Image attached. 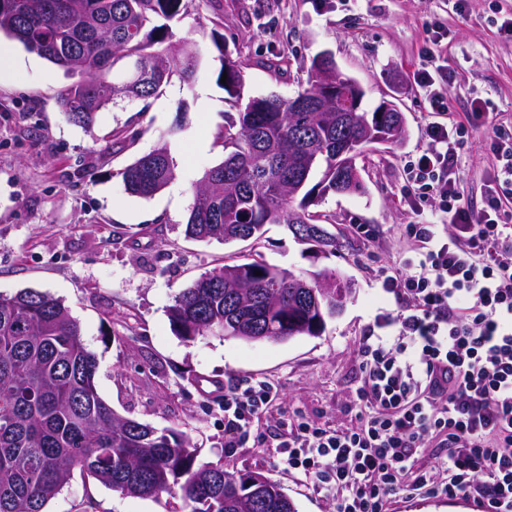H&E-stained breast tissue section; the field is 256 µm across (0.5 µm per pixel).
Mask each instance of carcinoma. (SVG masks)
<instances>
[{
  "label": "carcinoma",
  "instance_id": "carcinoma-1",
  "mask_svg": "<svg viewBox=\"0 0 512 512\" xmlns=\"http://www.w3.org/2000/svg\"><path fill=\"white\" fill-rule=\"evenodd\" d=\"M183 0H0V35L62 69L74 81L59 103L85 129L118 97L149 99L176 77L194 83L200 54L172 38L167 22ZM224 91L237 120L220 131L224 160L206 170L195 191L185 234L228 244L262 237L267 224H313L329 194L363 191L349 161L376 133L403 139L392 115L331 104L294 111V97L245 95L241 66L231 62ZM320 174L310 184L314 173ZM118 175L125 189L150 198L177 175L163 144ZM336 254V237L298 238ZM307 273L253 258L213 268L182 289L169 309L175 334L318 336L311 298L299 287ZM96 354L76 320L50 293L23 288L0 297V512H45L79 468L102 485L133 497L179 495L184 512H297L279 484L261 474L235 475L223 461L200 463L198 450L176 429L158 430L116 413L99 395Z\"/></svg>",
  "mask_w": 512,
  "mask_h": 512
}]
</instances>
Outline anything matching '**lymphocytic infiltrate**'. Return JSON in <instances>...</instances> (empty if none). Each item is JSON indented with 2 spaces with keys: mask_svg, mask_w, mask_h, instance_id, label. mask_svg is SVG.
I'll list each match as a JSON object with an SVG mask.
<instances>
[{
  "mask_svg": "<svg viewBox=\"0 0 512 512\" xmlns=\"http://www.w3.org/2000/svg\"><path fill=\"white\" fill-rule=\"evenodd\" d=\"M436 116L409 166L404 198L431 201L409 224L416 248L382 281L398 310L359 343L354 419L341 429L303 420L281 446L289 473L332 496L334 512H390L393 497H472L480 512H512V134L491 139L485 206L458 189L464 126L445 122L452 80L439 53L414 76ZM275 391L245 379L224 389V445L242 447ZM434 463L424 467L422 456Z\"/></svg>",
  "mask_w": 512,
  "mask_h": 512,
  "instance_id": "obj_1",
  "label": "lymphocytic infiltrate"
}]
</instances>
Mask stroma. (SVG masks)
I'll list each match as a JSON object with an SVG mask.
<instances>
[{"label":"stroma","instance_id":"stroma-1","mask_svg":"<svg viewBox=\"0 0 512 512\" xmlns=\"http://www.w3.org/2000/svg\"><path fill=\"white\" fill-rule=\"evenodd\" d=\"M512 0H468L459 17L450 0H187L170 23L174 40H191L202 54L193 86L171 81L147 100L118 98L92 129L72 123L58 96L63 71L16 42L12 66L0 69V295L23 288L62 299L98 357L96 385L121 415L190 438L199 461H223L238 475L260 473L277 482L298 512H332L331 498L285 470L280 441L309 419L338 428L357 387L359 342L375 318L396 312L381 276L393 274L411 243L404 227L425 221L403 198L405 166L426 146L430 106L413 75L433 50L437 27L448 30L442 55L454 82L448 116L464 124L460 191L481 207L494 160L495 130L512 132V38L500 32ZM224 36L223 49L212 33ZM330 52L339 70L365 90L364 111L389 102L401 111V142L374 145L360 162L365 192L331 195L317 208L338 250L316 256L286 225H268L252 243H203L184 225L194 184L220 163L215 136L235 107L217 81L225 62L242 65L253 96L296 93L312 58ZM484 116L469 122L473 100ZM168 145L177 177L155 196L126 191L120 171ZM256 253L294 272L336 270L352 293L342 312L326 318L320 335L272 342L201 336L184 342L168 317L176 294L218 264ZM277 388L256 437L224 445V388L244 377ZM180 512L173 494L126 496L73 471L47 512ZM392 512H475L472 498L397 496Z\"/></svg>","mask_w":512,"mask_h":512}]
</instances>
